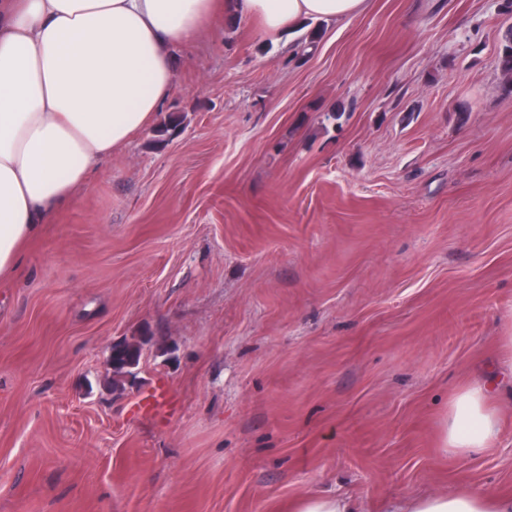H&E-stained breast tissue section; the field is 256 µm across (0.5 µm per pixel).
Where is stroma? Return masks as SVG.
<instances>
[{"instance_id":"35a3bbf8","label":"stroma","mask_w":512,"mask_h":512,"mask_svg":"<svg viewBox=\"0 0 512 512\" xmlns=\"http://www.w3.org/2000/svg\"><path fill=\"white\" fill-rule=\"evenodd\" d=\"M511 25L503 0H367L303 56L243 19L175 48L153 124L0 279V512L512 494ZM159 381L162 421L136 410ZM475 381L501 435L461 458ZM497 65L502 74L506 77L503 86L504 90L512 92V26L507 29L504 36V43L497 57ZM141 356V342L125 340L112 345L109 356L112 378L107 381V386L113 393L123 392L128 378H136L135 370L140 365ZM491 392L476 382L459 390L450 402L443 443L457 456L478 455L500 435L499 419L490 406Z\"/></svg>"}]
</instances>
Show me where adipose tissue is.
Instances as JSON below:
<instances>
[{"label": "adipose tissue", "instance_id": "ef3b65f1", "mask_svg": "<svg viewBox=\"0 0 512 512\" xmlns=\"http://www.w3.org/2000/svg\"><path fill=\"white\" fill-rule=\"evenodd\" d=\"M366 0H0V278L99 158L151 124L172 86V50L224 16L274 40L301 21H338ZM476 382L450 402L443 443L470 457L500 435ZM390 512H512V495L464 487Z\"/></svg>", "mask_w": 512, "mask_h": 512}]
</instances>
